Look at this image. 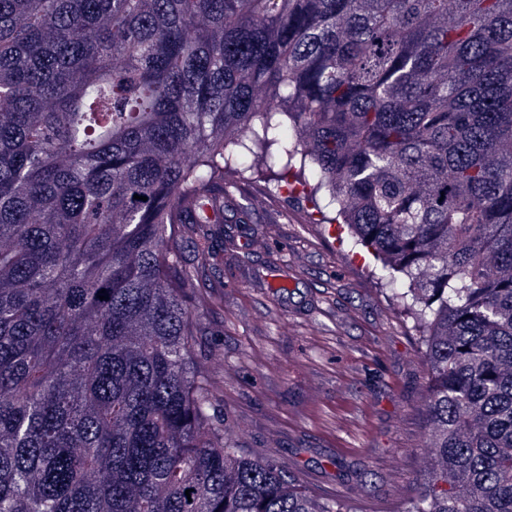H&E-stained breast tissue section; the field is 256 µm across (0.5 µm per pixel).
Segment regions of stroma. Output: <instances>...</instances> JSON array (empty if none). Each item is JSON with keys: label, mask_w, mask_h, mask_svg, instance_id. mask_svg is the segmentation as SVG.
<instances>
[{"label": "stroma", "mask_w": 512, "mask_h": 512, "mask_svg": "<svg viewBox=\"0 0 512 512\" xmlns=\"http://www.w3.org/2000/svg\"><path fill=\"white\" fill-rule=\"evenodd\" d=\"M252 208L214 242L218 288L203 337L212 389L239 441L304 490L399 507L423 470L427 375L409 322L339 251L336 225L308 223L305 201L243 182ZM280 266L288 289L268 288Z\"/></svg>", "instance_id": "1"}]
</instances>
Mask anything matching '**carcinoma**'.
Listing matches in <instances>:
<instances>
[{
    "label": "carcinoma",
    "instance_id": "cac0c4a2",
    "mask_svg": "<svg viewBox=\"0 0 512 512\" xmlns=\"http://www.w3.org/2000/svg\"><path fill=\"white\" fill-rule=\"evenodd\" d=\"M245 176L423 338L401 512H512V0H0V512H357L243 448L201 360L182 242Z\"/></svg>",
    "mask_w": 512,
    "mask_h": 512
}]
</instances>
